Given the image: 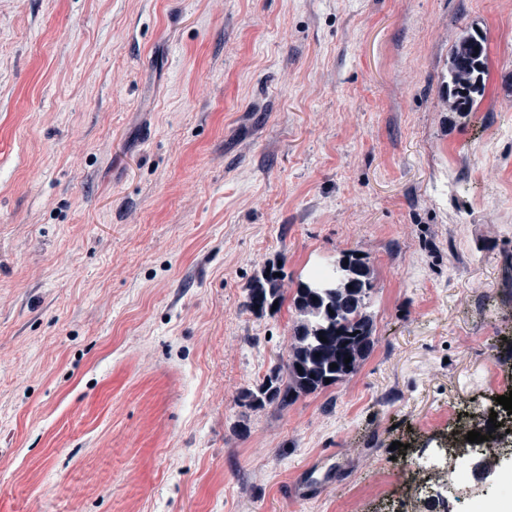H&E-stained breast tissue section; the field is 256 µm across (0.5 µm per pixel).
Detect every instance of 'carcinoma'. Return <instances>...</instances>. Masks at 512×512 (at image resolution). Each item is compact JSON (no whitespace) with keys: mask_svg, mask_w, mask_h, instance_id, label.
I'll return each mask as SVG.
<instances>
[{"mask_svg":"<svg viewBox=\"0 0 512 512\" xmlns=\"http://www.w3.org/2000/svg\"><path fill=\"white\" fill-rule=\"evenodd\" d=\"M484 37L461 34L448 56V105L470 112L484 92L486 74ZM282 268L270 265L248 285L245 308L260 315L283 302ZM372 288L362 259L349 254L329 270H319L297 285L293 342L287 360L272 368L263 381L240 393L252 407H286L299 396L318 392L353 376L374 346L373 321L366 312ZM326 341H320V337ZM351 358L350 363L344 359Z\"/></svg>","mask_w":512,"mask_h":512,"instance_id":"cac0c4a2","label":"carcinoma"}]
</instances>
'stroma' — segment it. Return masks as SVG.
Segmentation results:
<instances>
[{"label":"stroma","instance_id":"obj_1","mask_svg":"<svg viewBox=\"0 0 512 512\" xmlns=\"http://www.w3.org/2000/svg\"><path fill=\"white\" fill-rule=\"evenodd\" d=\"M351 251L369 356L245 405ZM510 373L512 0H0V512H393ZM486 60L484 37L467 31L457 38L448 56V105L455 112H471L484 92ZM270 269V272H267ZM281 274V277L277 276ZM283 271L281 266L269 265L263 268L248 285L245 308L256 315L263 314L267 310L272 311L275 301H278L276 309L283 302V293L281 291V281ZM259 305V308H256Z\"/></svg>","mask_w":512,"mask_h":512}]
</instances>
